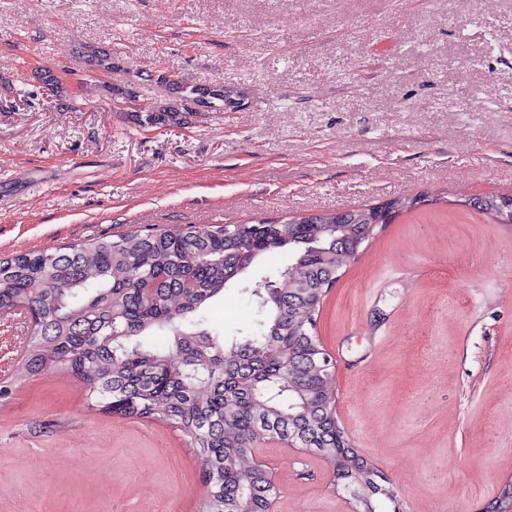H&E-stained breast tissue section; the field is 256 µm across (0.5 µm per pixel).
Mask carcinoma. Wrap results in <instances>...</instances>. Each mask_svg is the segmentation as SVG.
<instances>
[{
  "mask_svg": "<svg viewBox=\"0 0 512 512\" xmlns=\"http://www.w3.org/2000/svg\"><path fill=\"white\" fill-rule=\"evenodd\" d=\"M93 70L120 69L98 50ZM159 68L135 78L165 87L172 101L134 120L142 126L188 124L204 110L235 112L240 92L222 83L197 84ZM407 212L425 199L398 196ZM495 221L512 224V195L469 202ZM379 205L245 224L131 230L112 240L88 239L54 253L24 251L0 258V316L28 308L37 326L17 375L65 373L86 383L87 396L118 414L161 418L197 449L208 485L205 512H267L275 493L269 474L250 466V449L269 436H291L326 461L334 482L358 489L363 512L399 502L391 483L353 448L336 421L333 393L319 356L314 323L339 270L377 229ZM288 249L292 263L259 308L254 335L225 346L199 314L207 301L255 261ZM146 332L163 343L146 345ZM489 512H512V483Z\"/></svg>",
  "mask_w": 512,
  "mask_h": 512,
  "instance_id": "1",
  "label": "carcinoma"
}]
</instances>
